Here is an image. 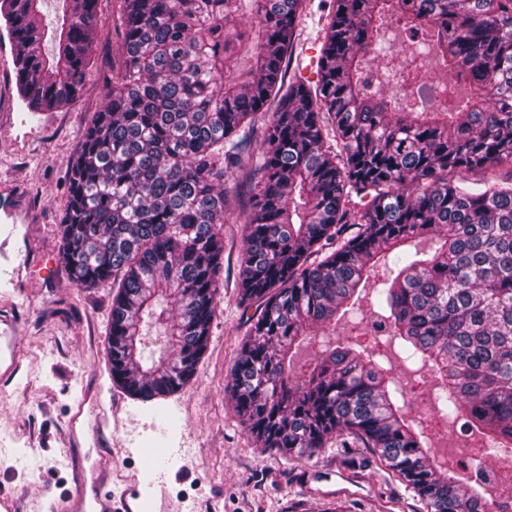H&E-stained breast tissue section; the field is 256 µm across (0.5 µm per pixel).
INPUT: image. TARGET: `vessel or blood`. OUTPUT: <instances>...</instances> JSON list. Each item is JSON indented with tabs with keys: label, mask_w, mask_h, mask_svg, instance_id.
Here are the masks:
<instances>
[{
	"label": "vessel or blood",
	"mask_w": 512,
	"mask_h": 512,
	"mask_svg": "<svg viewBox=\"0 0 512 512\" xmlns=\"http://www.w3.org/2000/svg\"><path fill=\"white\" fill-rule=\"evenodd\" d=\"M111 482V472L101 465L78 469L66 493H49V512H129L127 500H116Z\"/></svg>",
	"instance_id": "vessel-or-blood-1"
}]
</instances>
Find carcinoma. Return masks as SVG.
Here are the masks:
<instances>
[{
    "label": "carcinoma",
    "instance_id": "obj_1",
    "mask_svg": "<svg viewBox=\"0 0 512 512\" xmlns=\"http://www.w3.org/2000/svg\"><path fill=\"white\" fill-rule=\"evenodd\" d=\"M122 2L123 56L70 163L61 224L73 282L112 285V381L152 401L193 379L221 303L224 172L257 171L239 280L256 311L227 386L247 433L290 460L350 438L425 512H489L433 463L392 366L334 335L374 294L375 331L427 369L441 418L512 447V184L458 179L512 163V0H331L312 85L284 72L305 0ZM42 4L0 0L34 112L82 95L101 33L98 0H59L48 23ZM389 20L432 45L447 104L372 92L365 52ZM381 64L396 88L426 83L422 54ZM259 119L254 151L237 133ZM430 235L429 257L406 249ZM390 263L392 278L372 277Z\"/></svg>",
    "mask_w": 512,
    "mask_h": 512
}]
</instances>
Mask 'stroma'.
Masks as SVG:
<instances>
[{
    "label": "stroma",
    "mask_w": 512,
    "mask_h": 512,
    "mask_svg": "<svg viewBox=\"0 0 512 512\" xmlns=\"http://www.w3.org/2000/svg\"><path fill=\"white\" fill-rule=\"evenodd\" d=\"M328 4L306 0L286 75L320 55ZM120 0H100L103 33L83 95L65 108L31 113L18 96L14 54L0 37V212L17 207L0 267V320L14 325L19 367L0 374V489L18 512H46V488L63 493L74 469L102 462L112 491L147 492L153 512H424L368 448L331 446L297 461L257 447L224 388L245 339L238 280L244 218L255 184L224 176V286L208 349L188 385L150 402L113 385L107 367L111 286L77 287L61 254L68 165L103 104V82L120 63ZM105 412L97 427L73 422L81 397ZM361 465L348 467V457Z\"/></svg>",
    "instance_id": "stroma-1"
}]
</instances>
